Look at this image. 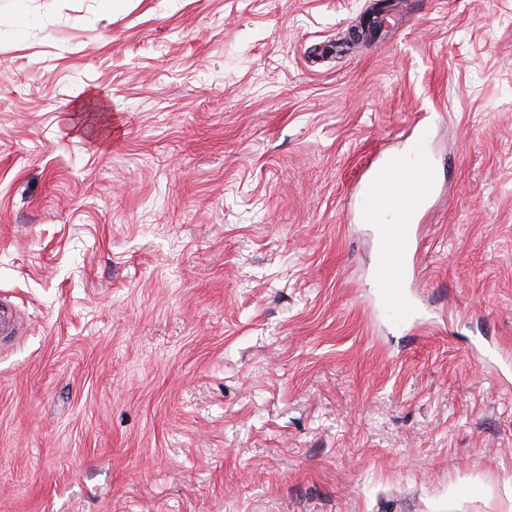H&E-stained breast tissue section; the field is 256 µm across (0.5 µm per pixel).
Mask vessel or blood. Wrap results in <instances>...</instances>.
Masks as SVG:
<instances>
[{"mask_svg": "<svg viewBox=\"0 0 512 512\" xmlns=\"http://www.w3.org/2000/svg\"><path fill=\"white\" fill-rule=\"evenodd\" d=\"M435 190L433 168L419 145L411 154L395 153L378 166L366 167L357 188L359 220L372 226L376 243L373 286L384 312L400 326L421 315L406 284L418 274L419 227L414 219L428 206Z\"/></svg>", "mask_w": 512, "mask_h": 512, "instance_id": "1", "label": "vessel or blood"}]
</instances>
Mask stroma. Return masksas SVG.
Returning <instances> with one entry per match:
<instances>
[{
  "label": "stroma",
  "instance_id": "stroma-1",
  "mask_svg": "<svg viewBox=\"0 0 512 512\" xmlns=\"http://www.w3.org/2000/svg\"><path fill=\"white\" fill-rule=\"evenodd\" d=\"M372 3L0 0V512H512V0ZM423 112L412 330L343 209Z\"/></svg>",
  "mask_w": 512,
  "mask_h": 512
}]
</instances>
